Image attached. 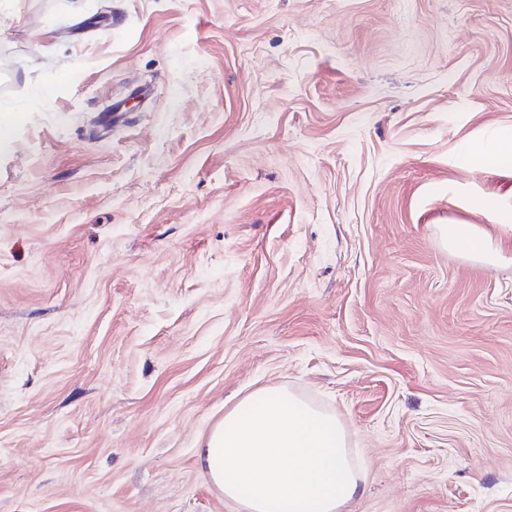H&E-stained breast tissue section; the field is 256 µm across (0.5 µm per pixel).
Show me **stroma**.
Wrapping results in <instances>:
<instances>
[{"mask_svg": "<svg viewBox=\"0 0 512 512\" xmlns=\"http://www.w3.org/2000/svg\"><path fill=\"white\" fill-rule=\"evenodd\" d=\"M1 122L0 512H238L197 450L270 386L344 512H512V0H0ZM466 154L487 167H495L502 160L512 158V134H503L494 149L483 142H473L466 148ZM469 207L473 212H492V221L499 225L500 230L505 234L512 235V208L491 209L487 201L480 197L470 200ZM442 236L448 250L475 258L484 264H495L501 258L495 246L476 224H444Z\"/></svg>", "mask_w": 512, "mask_h": 512, "instance_id": "stroma-1", "label": "stroma"}]
</instances>
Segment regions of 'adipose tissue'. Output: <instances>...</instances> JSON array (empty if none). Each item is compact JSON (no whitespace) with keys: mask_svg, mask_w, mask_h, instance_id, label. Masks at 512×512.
Here are the masks:
<instances>
[{"mask_svg":"<svg viewBox=\"0 0 512 512\" xmlns=\"http://www.w3.org/2000/svg\"><path fill=\"white\" fill-rule=\"evenodd\" d=\"M442 236L449 251L482 263L501 257L479 225L446 224ZM198 463L241 512H340L359 487L336 417L279 388L260 389L228 411Z\"/></svg>","mask_w":512,"mask_h":512,"instance_id":"adipose-tissue-1","label":"adipose tissue"}]
</instances>
